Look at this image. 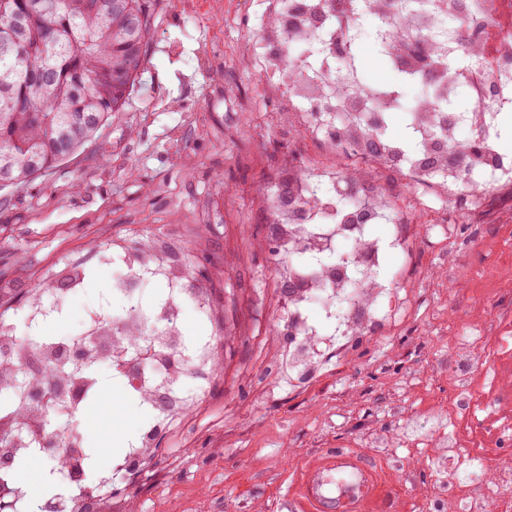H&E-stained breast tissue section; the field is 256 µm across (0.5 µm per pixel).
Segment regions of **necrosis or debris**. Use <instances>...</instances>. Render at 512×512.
Wrapping results in <instances>:
<instances>
[{
  "label": "necrosis or debris",
  "mask_w": 512,
  "mask_h": 512,
  "mask_svg": "<svg viewBox=\"0 0 512 512\" xmlns=\"http://www.w3.org/2000/svg\"><path fill=\"white\" fill-rule=\"evenodd\" d=\"M346 13L359 14V0H280L277 22L263 26L258 37L264 46L259 58L263 74L289 69L299 72L298 83L269 82V89L289 104L288 121L305 139L321 143L329 161L308 159L302 148L282 154L272 169L274 181L288 182L292 199H266L263 207L276 227L274 268L293 278L297 288L288 300L279 338H268L272 365L288 378L289 386L308 391L309 383L328 361L352 356V344L371 336L383 355L380 373L386 374L399 353L395 331L421 308L412 285L441 299L454 296L464 307L455 323L441 308H432L430 324L439 336L438 354L448 364V398L440 400L429 382L409 367L395 378L390 392L395 427L371 419L354 440L377 460L372 469L360 467L345 455L337 472L319 480L320 494L335 498L342 512H379L380 488L402 481L418 487L414 469L398 470L397 448L410 446L427 455L437 474L435 490L456 501L460 512H512V469L498 466V451L512 447V298L500 288V273L512 269V208L489 209L497 193L512 201V157L499 147L498 113L512 106V0H493L495 15L478 9L479 0H428L424 8L406 11L401 0H370L369 15L397 30L385 54L398 68L415 73L408 47L426 44V58L444 54L438 66L442 78L438 94L417 99L410 125L421 147L441 146L438 165L418 167L414 156H400L401 146L389 142L378 154L367 143L377 138L388 113L397 109L390 98L367 86L352 61L337 63L335 2ZM467 4L469 37L459 41L449 31L439 51H431L444 21H456ZM509 26L496 30L497 18ZM504 68L494 86L482 79L489 60ZM353 95H345V88ZM468 89L478 105L469 112L443 113V101ZM474 132L483 159L461 156L458 132ZM391 172L418 185L419 195H393L382 181ZM471 224L494 225L481 239L478 252L459 244L455 216ZM387 235L379 236L374 226ZM440 247L447 264V280L436 279L422 256ZM404 260L399 274L381 277L388 253ZM112 277V294L125 303L122 311L102 318L96 330L61 337L51 344L11 335L0 337V392L12 393L20 415H0V427L10 435L0 439V452L25 456L35 442L49 443L53 454L81 465L84 439L77 428L86 398L98 385L78 379L71 361L84 351L91 364H110L141 404L152 406L154 393L165 388L172 399L194 412L198 398L187 384L208 379L215 343L201 340L185 349L183 313L195 305L203 315L212 308L205 290L190 286L185 262L174 255L173 244L156 239L152 249H138L121 257ZM161 279L165 293L149 318L140 314L145 277ZM332 322L319 329V318ZM138 344H130L131 335ZM51 370L42 405H34L19 390L21 378Z\"/></svg>",
  "instance_id": "necrosis-or-debris-1"
}]
</instances>
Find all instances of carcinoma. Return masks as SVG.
Listing matches in <instances>:
<instances>
[{"instance_id":"1","label":"carcinoma","mask_w":512,"mask_h":512,"mask_svg":"<svg viewBox=\"0 0 512 512\" xmlns=\"http://www.w3.org/2000/svg\"><path fill=\"white\" fill-rule=\"evenodd\" d=\"M150 0H0V189L51 173L123 111Z\"/></svg>"}]
</instances>
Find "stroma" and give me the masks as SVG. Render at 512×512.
Listing matches in <instances>:
<instances>
[{"instance_id": "obj_1", "label": "stroma", "mask_w": 512, "mask_h": 512, "mask_svg": "<svg viewBox=\"0 0 512 512\" xmlns=\"http://www.w3.org/2000/svg\"><path fill=\"white\" fill-rule=\"evenodd\" d=\"M152 3L146 67L123 112L51 175L0 190V318L19 337L62 336L77 324L80 306L111 310L112 255L144 237L177 233L185 257L208 259L206 286L228 343L222 379L197 413L165 427L147 477L117 475L120 490L102 498L100 512H130L157 498H190L202 512H301L297 473L326 454L309 432L347 444L369 416L384 414L389 382L378 376L370 337L355 347L356 364L329 365L311 393L289 394L266 365L268 332L283 307L256 231L268 221L259 194L270 189V158L303 141L285 118L287 101L268 93L241 58L262 51L256 34L267 21L266 0ZM77 265L91 276L62 294L63 314L32 324L31 288ZM398 348L432 375L436 393L447 392L427 322L411 325ZM98 377L102 397L81 420L98 453L92 479L124 457L153 416L119 379ZM269 381L274 389L259 396ZM229 406L239 426L218 453L213 434Z\"/></svg>"}]
</instances>
